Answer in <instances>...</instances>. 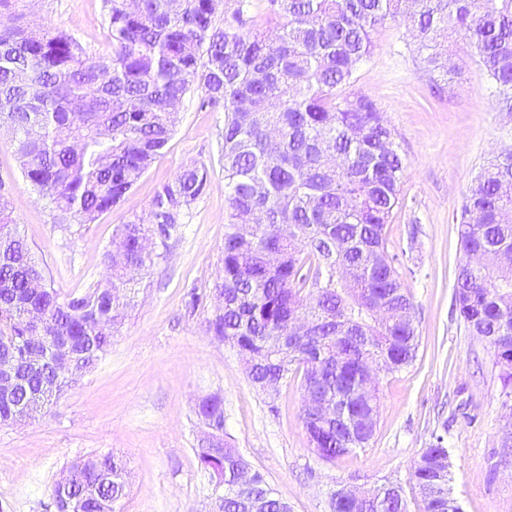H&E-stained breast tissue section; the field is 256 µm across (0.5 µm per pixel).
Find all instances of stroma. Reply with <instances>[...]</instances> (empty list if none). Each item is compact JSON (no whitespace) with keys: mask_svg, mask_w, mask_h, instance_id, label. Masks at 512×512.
<instances>
[{"mask_svg":"<svg viewBox=\"0 0 512 512\" xmlns=\"http://www.w3.org/2000/svg\"><path fill=\"white\" fill-rule=\"evenodd\" d=\"M40 29L72 34L92 55L112 49L104 0H14ZM355 87L370 95L405 154L401 204L388 226L408 269L419 346L413 362L379 381L380 413L370 444L333 461L311 448L300 417L299 379L277 395L256 387L236 349L208 332L222 269L228 209L220 159L224 109L188 93L163 155L125 199L91 224H61L48 199L24 180L11 139L0 131V192L11 217L62 294L112 277L106 253L122 224L146 218L156 191L184 168L205 165L209 181L168 241L165 258L135 277V298L112 345L50 408L0 426V512H56L51 490L73 463L122 455L129 490L116 512H217L196 448L209 429L197 414L211 394L224 398V438L291 507L327 512L345 483L408 486L413 461L433 433H445L453 495L462 512H512V409L505 407L493 355L453 309L460 207L492 156L512 148V114L502 112L462 41L445 44L459 68L431 81L406 22L374 35ZM203 303L189 308L191 292Z\"/></svg>","mask_w":512,"mask_h":512,"instance_id":"1","label":"stroma"}]
</instances>
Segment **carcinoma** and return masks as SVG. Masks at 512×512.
<instances>
[{
	"instance_id": "1",
	"label": "carcinoma",
	"mask_w": 512,
	"mask_h": 512,
	"mask_svg": "<svg viewBox=\"0 0 512 512\" xmlns=\"http://www.w3.org/2000/svg\"><path fill=\"white\" fill-rule=\"evenodd\" d=\"M109 55H89L65 32L0 27V123L12 131L29 186L61 221L89 224L117 206L161 156L192 85L224 106V257L214 288L223 305L208 331L250 361L263 386L301 374L303 398L338 405L343 417L318 424L302 408L313 450L334 461L366 447L379 413L377 374L408 366L418 348L414 304L387 226L401 204L405 163L375 101L353 87L373 48L372 33L406 17L430 75L455 69L439 52L452 32L512 112V0H107ZM208 169L192 166L162 185L148 223L117 230L126 269L161 257L176 224L204 192ZM0 194V342L25 383L0 425L38 412L62 392L50 368L31 370L27 320L47 318L76 342L89 368L111 345L132 301L130 280L61 299L48 287ZM454 302L469 333L490 348L503 403L512 401V152L495 155L472 180L461 209ZM197 414L224 423V398L202 399ZM221 483L224 512H290L264 476L228 446L196 449ZM85 483L69 489L78 512H113L127 491L126 464L106 454L84 461ZM442 435L413 462L418 512H459ZM328 512H410L402 486L386 482L362 500L344 486Z\"/></svg>"
}]
</instances>
